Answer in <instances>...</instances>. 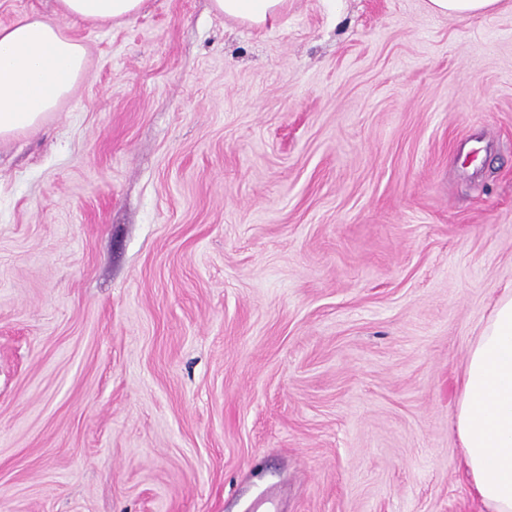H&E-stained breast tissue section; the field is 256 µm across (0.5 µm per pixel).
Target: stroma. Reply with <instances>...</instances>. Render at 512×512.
<instances>
[{"instance_id": "1", "label": "stroma", "mask_w": 512, "mask_h": 512, "mask_svg": "<svg viewBox=\"0 0 512 512\" xmlns=\"http://www.w3.org/2000/svg\"><path fill=\"white\" fill-rule=\"evenodd\" d=\"M0 141V512H482L453 432L512 289V0L68 23ZM429 11L444 17L469 18L495 12L500 0H426Z\"/></svg>"}]
</instances>
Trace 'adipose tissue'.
Masks as SVG:
<instances>
[{"mask_svg":"<svg viewBox=\"0 0 512 512\" xmlns=\"http://www.w3.org/2000/svg\"><path fill=\"white\" fill-rule=\"evenodd\" d=\"M55 16L24 14L0 25V139L38 127L89 75L88 49L61 25L123 23L144 0H56ZM215 12L254 28L271 27L288 0H211ZM454 431L462 463L484 512H512V289L468 349Z\"/></svg>","mask_w":512,"mask_h":512,"instance_id":"adipose-tissue-1","label":"adipose tissue"}]
</instances>
